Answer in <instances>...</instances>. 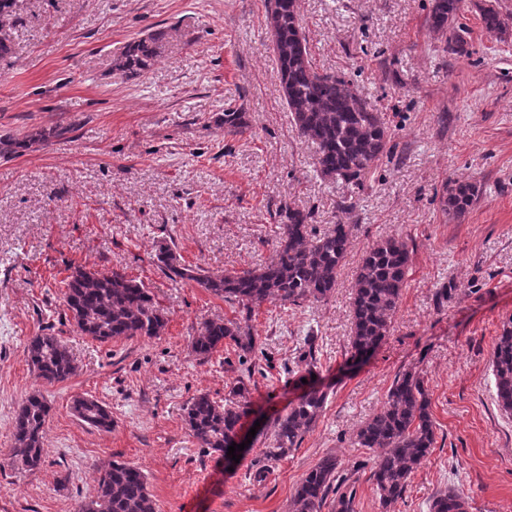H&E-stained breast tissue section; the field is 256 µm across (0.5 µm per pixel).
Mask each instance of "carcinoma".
Wrapping results in <instances>:
<instances>
[{
    "label": "carcinoma",
    "instance_id": "1",
    "mask_svg": "<svg viewBox=\"0 0 512 512\" xmlns=\"http://www.w3.org/2000/svg\"><path fill=\"white\" fill-rule=\"evenodd\" d=\"M18 0H0V58L11 54L8 30L17 19ZM463 0H430L427 23L431 32L457 50L459 35L448 36L449 23L459 15ZM483 28L501 34L504 21L491 2L479 7ZM267 20L278 65L284 103L298 137L316 146V168L324 179L360 187L383 159L392 156V133L385 118L365 93L344 76L319 70L310 59L298 11V0H268ZM159 53L158 38L150 36L125 44L115 66L131 78L142 76ZM224 134L242 136L248 128L246 113L224 111ZM72 131L69 124L36 129L19 139L0 134V156L20 149L42 147ZM480 189L470 181H450L442 186L440 204L445 215L464 216L478 201ZM281 232L272 258L255 267L215 274L200 266H186L172 249L157 255L160 267L171 277L196 283L209 293L236 303L250 312L278 301L300 305L320 302L331 294L350 251L349 227L338 224L322 235L310 227L312 214L284 207ZM413 252L412 240L402 236L377 241L365 252L352 285L351 357L372 354L388 336L396 314ZM64 303L79 333L99 342L156 338L166 327V317L148 288L112 270L100 272L76 266L65 280ZM230 341L246 358L255 353L257 340L239 322L205 323L189 342L190 353L207 358L224 341ZM36 377L45 384L67 380L75 371L69 348L52 335L37 336L25 347ZM498 400L512 413V325L503 327L492 355ZM250 391L243 381L230 386L224 399L207 393L192 397L184 406L190 435L209 453L228 463V446L237 441L242 421L251 412ZM327 403V393L309 389L288 411L266 424L273 447L266 459L279 461L299 447L316 425ZM74 414L99 430L112 428L110 411L98 401L76 396ZM50 406L39 392L27 397L15 419L14 461L27 470L43 463V434ZM435 424L430 398L421 376L412 371L394 379L382 409L357 430L355 444L376 452L369 479L380 503L386 507L405 494L417 465L435 447ZM351 476L333 455L322 457L301 479L290 501L291 512H354ZM468 500L460 490L433 498L430 512H467ZM77 512H156L144 471L133 464L112 461L100 470L96 494L78 503Z\"/></svg>",
    "mask_w": 512,
    "mask_h": 512
}]
</instances>
